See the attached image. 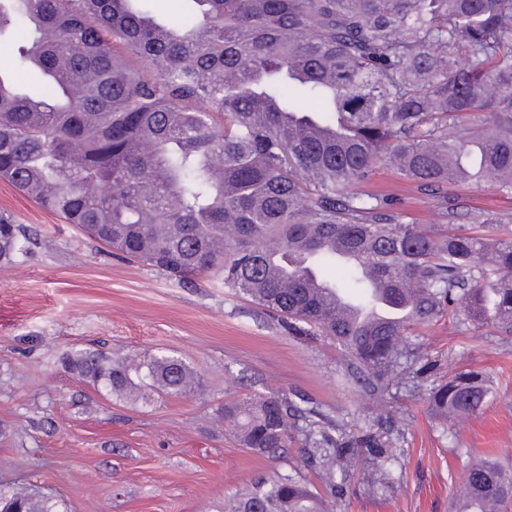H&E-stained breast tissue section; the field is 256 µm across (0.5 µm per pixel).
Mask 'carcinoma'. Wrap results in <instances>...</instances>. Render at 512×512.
<instances>
[{"mask_svg":"<svg viewBox=\"0 0 512 512\" xmlns=\"http://www.w3.org/2000/svg\"><path fill=\"white\" fill-rule=\"evenodd\" d=\"M134 0H0L38 96L0 75V180L118 255L224 287L336 343L357 383L384 392L445 316L512 335V210H469L477 181L512 200V0H195L157 23ZM400 182L427 224L406 221ZM467 221L469 226L459 222ZM36 237L0 212V261ZM323 284L388 320L354 322ZM118 398L199 386L177 357L70 352ZM483 374L433 389L437 418L479 413ZM241 445L298 442L331 495L356 456L393 479L390 428L354 433L284 394L224 404ZM461 512H512V471L465 475ZM21 512H60L16 492ZM224 512H330L299 476L258 480Z\"/></svg>","mask_w":512,"mask_h":512,"instance_id":"1","label":"carcinoma"}]
</instances>
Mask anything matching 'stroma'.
Here are the masks:
<instances>
[{
	"mask_svg": "<svg viewBox=\"0 0 512 512\" xmlns=\"http://www.w3.org/2000/svg\"><path fill=\"white\" fill-rule=\"evenodd\" d=\"M1 209L38 245L0 262V491L48 495L65 512H224L251 478L300 463L294 447L255 456L218 417L258 393L318 403L355 432L379 416L394 426L396 480L356 465L333 512H449L472 463L512 464V335L441 321L413 339L429 363L416 386L381 396L347 381L330 340L290 331L220 279L184 285L120 258L2 180ZM70 350L173 355L203 386L119 399L71 374ZM457 370L489 376L495 397L475 416L434 419L428 392Z\"/></svg>",
	"mask_w": 512,
	"mask_h": 512,
	"instance_id": "1",
	"label": "stroma"
}]
</instances>
